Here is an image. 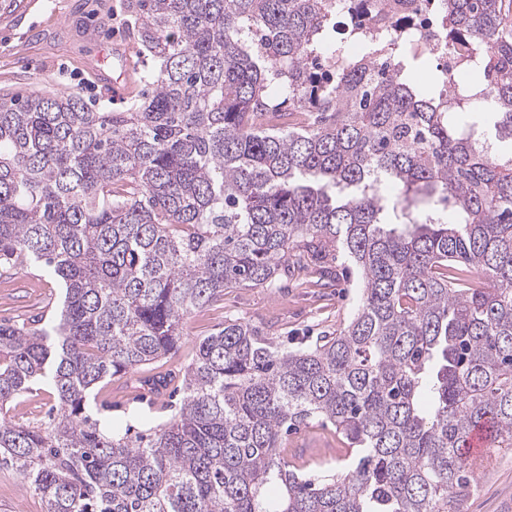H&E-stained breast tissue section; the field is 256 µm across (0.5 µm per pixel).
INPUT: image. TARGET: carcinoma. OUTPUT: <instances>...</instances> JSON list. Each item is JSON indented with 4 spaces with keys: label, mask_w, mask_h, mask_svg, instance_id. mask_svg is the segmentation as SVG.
I'll return each instance as SVG.
<instances>
[{
    "label": "carcinoma",
    "mask_w": 512,
    "mask_h": 512,
    "mask_svg": "<svg viewBox=\"0 0 512 512\" xmlns=\"http://www.w3.org/2000/svg\"><path fill=\"white\" fill-rule=\"evenodd\" d=\"M366 0H126L157 62L100 112L75 91L0 95V278L65 293L50 327L0 323V465L45 512H460L466 444L512 448V142L504 0H433L461 79L414 74L410 32L365 37ZM344 37L333 42L337 15ZM320 54L345 64L309 70ZM343 253L360 296L334 336L285 349L239 318L202 338L171 417L115 432L92 390L178 350L184 317ZM320 418L357 457L312 479L283 431ZM56 406V398L49 391L40 390L13 402L6 417L16 421L35 422L47 418Z\"/></svg>",
    "instance_id": "1"
}]
</instances>
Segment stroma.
<instances>
[{"label": "stroma", "mask_w": 512, "mask_h": 512, "mask_svg": "<svg viewBox=\"0 0 512 512\" xmlns=\"http://www.w3.org/2000/svg\"><path fill=\"white\" fill-rule=\"evenodd\" d=\"M131 22L123 0H22L15 12L0 11V89L80 92L102 111L123 110L138 101L155 63L135 51L137 65L130 87L121 98L112 95V82L123 68L113 59L116 45L133 44ZM333 287L323 288L314 273H300L275 288H228L224 298L193 312L183 323L177 354L116 376L95 391L98 416L119 425H136L139 414L152 411L165 422L182 398L184 373L204 336L222 327L225 318L251 322L275 342L296 348L346 323L357 304L359 279L336 260ZM62 300L56 278L33 268L0 278V322L28 324L50 314ZM168 378L162 392L142 386V379ZM342 441L334 427L318 422L298 427L287 441L288 458L319 460L341 469L336 456ZM463 512H512V449L492 448L488 462L478 465ZM41 499L26 492L25 481L13 468H0V512H44Z\"/></svg>", "instance_id": "obj_1"}]
</instances>
